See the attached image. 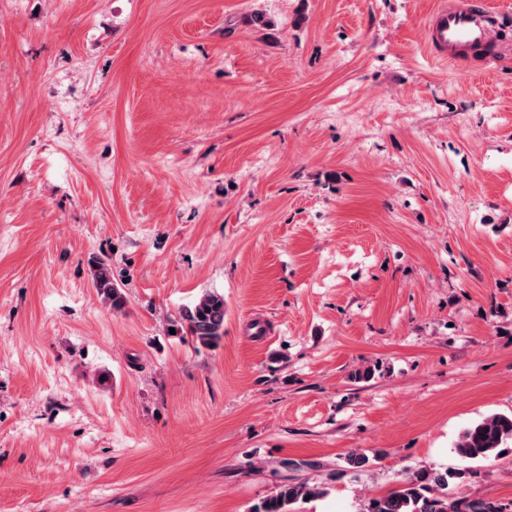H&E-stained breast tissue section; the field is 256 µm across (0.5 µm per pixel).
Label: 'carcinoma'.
Here are the masks:
<instances>
[{"label":"carcinoma","mask_w":512,"mask_h":512,"mask_svg":"<svg viewBox=\"0 0 512 512\" xmlns=\"http://www.w3.org/2000/svg\"><path fill=\"white\" fill-rule=\"evenodd\" d=\"M92 283L102 300L118 313L126 306L121 289L112 283L105 260L95 261ZM224 295L202 294L195 302L167 320L177 336H189L204 347H216L224 338ZM454 452L469 464L487 461L512 452V414H494L464 429ZM464 471L423 469L405 473L397 486L367 499L360 512H507V506L483 498L457 497L448 493L449 480L463 477ZM324 490L306 481H286L275 492L253 504L250 512H297L306 498H316Z\"/></svg>","instance_id":"cac0c4a2"}]
</instances>
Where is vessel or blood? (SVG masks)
<instances>
[{
	"label": "vessel or blood",
	"instance_id": "vessel-or-blood-1",
	"mask_svg": "<svg viewBox=\"0 0 512 512\" xmlns=\"http://www.w3.org/2000/svg\"><path fill=\"white\" fill-rule=\"evenodd\" d=\"M506 14H493L484 0H439L431 13L425 37L431 51L459 69L471 55H481L487 69L506 61L512 47L500 38Z\"/></svg>",
	"mask_w": 512,
	"mask_h": 512
}]
</instances>
